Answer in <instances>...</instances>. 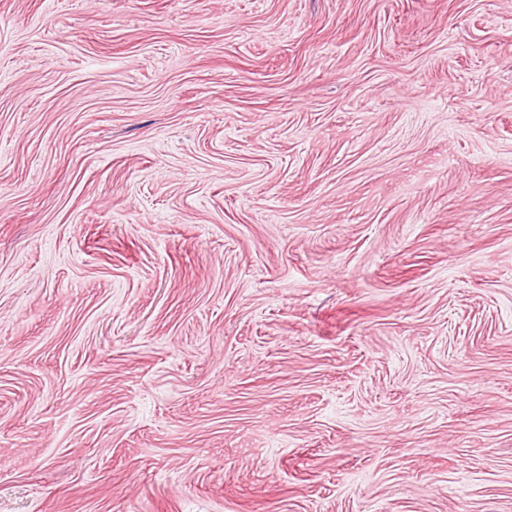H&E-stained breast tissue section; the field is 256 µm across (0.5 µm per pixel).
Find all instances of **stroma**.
I'll return each instance as SVG.
<instances>
[{
    "mask_svg": "<svg viewBox=\"0 0 512 512\" xmlns=\"http://www.w3.org/2000/svg\"><path fill=\"white\" fill-rule=\"evenodd\" d=\"M0 512H512V0H0Z\"/></svg>",
    "mask_w": 512,
    "mask_h": 512,
    "instance_id": "35a3bbf8",
    "label": "stroma"
}]
</instances>
